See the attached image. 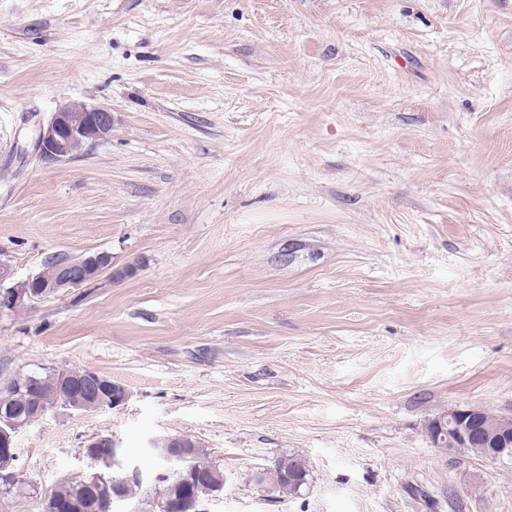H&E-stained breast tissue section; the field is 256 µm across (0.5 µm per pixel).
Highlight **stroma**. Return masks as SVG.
<instances>
[{
  "instance_id": "stroma-1",
  "label": "stroma",
  "mask_w": 512,
  "mask_h": 512,
  "mask_svg": "<svg viewBox=\"0 0 512 512\" xmlns=\"http://www.w3.org/2000/svg\"><path fill=\"white\" fill-rule=\"evenodd\" d=\"M110 138L42 162L52 112ZM112 255L0 314V385L92 368L127 402L18 438L41 498L109 436L185 434L203 512H512V463L436 448L512 417V0H0V261ZM310 476L267 498L288 453ZM428 435L436 448L448 452L463 451L502 461L512 457V424L510 419L492 420L480 408L448 410L428 424ZM448 446V447H447ZM285 467V466H284ZM307 464H302L298 459H289L288 466H286V471L288 473V477L295 482H301L302 476L306 472ZM263 479L261 475V471H257L254 475V483L257 489L264 493L266 496L274 497L271 493L270 489L265 486V484L273 489L276 495L282 494H298L299 491L307 484L309 469L305 476L306 481L302 484L293 483L288 481V477L283 474V471L280 467H278L275 463L267 468H263ZM264 480V483H263Z\"/></svg>"
}]
</instances>
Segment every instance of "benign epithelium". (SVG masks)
Wrapping results in <instances>:
<instances>
[{
    "instance_id": "benign-epithelium-1",
    "label": "benign epithelium",
    "mask_w": 512,
    "mask_h": 512,
    "mask_svg": "<svg viewBox=\"0 0 512 512\" xmlns=\"http://www.w3.org/2000/svg\"><path fill=\"white\" fill-rule=\"evenodd\" d=\"M112 110L100 105L84 102L67 105L53 113L48 122L40 126L36 147L40 160L55 163L73 157L85 146L105 140L112 134ZM112 270V255L108 252H94L81 256L71 263L66 260L54 261L40 272L25 280L15 278L12 267L0 262V313L16 312L25 308L33 299L55 295L66 288H76L96 280L104 271ZM107 393L103 409H114L128 400L129 393L124 385L100 372L86 368L78 394L50 406L36 407L23 420L12 418V414L0 416V451L18 459L16 440L21 429L42 419L61 408L71 414L82 415L90 407L89 399ZM428 435L437 448L450 452L461 448H481L488 459L502 461L512 457V421L492 420L480 408H455L428 424ZM194 439L189 435H154L146 440L145 448L160 458L168 467L163 477L172 480L182 488L191 484L195 469L190 463V448ZM101 448L112 449L111 455L102 457ZM88 462L83 476L88 484L98 486L104 475L97 471L100 461H105L112 471L109 477L111 492L107 493L109 508L115 510L124 501L121 488L129 483L147 486L151 479L139 470L127 472L117 455V444L110 436L92 439L82 450ZM24 480L17 464L10 468L0 467V495L10 496L20 490Z\"/></svg>"
}]
</instances>
